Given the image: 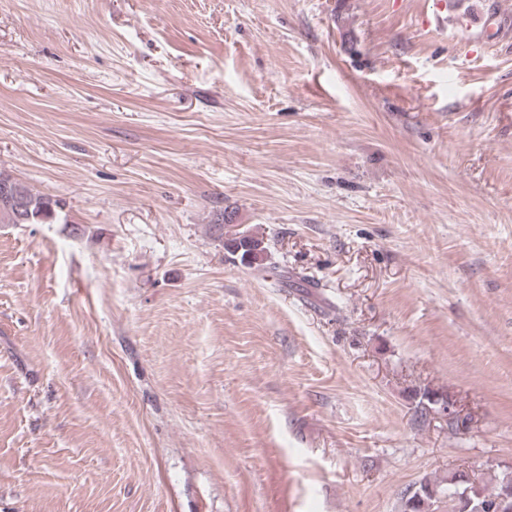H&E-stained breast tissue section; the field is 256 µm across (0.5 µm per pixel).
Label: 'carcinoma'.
<instances>
[{"instance_id": "cac0c4a2", "label": "carcinoma", "mask_w": 512, "mask_h": 512, "mask_svg": "<svg viewBox=\"0 0 512 512\" xmlns=\"http://www.w3.org/2000/svg\"><path fill=\"white\" fill-rule=\"evenodd\" d=\"M62 212L61 200L28 187L22 211L6 205L0 207V224H55ZM224 248L251 267L263 260L268 246L263 236L250 232L240 241L227 240ZM509 487L512 488V478L506 475L495 490L490 491L479 485L469 472L457 469L448 472L446 481H425L413 493L404 496L401 512H428V505L441 497L448 498V512H497L499 499Z\"/></svg>"}]
</instances>
